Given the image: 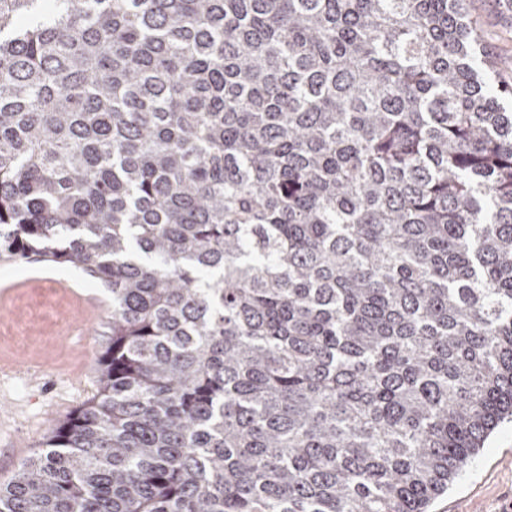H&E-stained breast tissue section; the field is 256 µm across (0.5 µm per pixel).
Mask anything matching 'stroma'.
<instances>
[{"mask_svg":"<svg viewBox=\"0 0 512 512\" xmlns=\"http://www.w3.org/2000/svg\"><path fill=\"white\" fill-rule=\"evenodd\" d=\"M498 83L512 85V0H468ZM112 303L67 266L0 256V484L95 392ZM430 512H512V422H502Z\"/></svg>","mask_w":512,"mask_h":512,"instance_id":"1","label":"stroma"}]
</instances>
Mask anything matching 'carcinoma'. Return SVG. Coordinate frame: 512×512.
Wrapping results in <instances>:
<instances>
[{
    "label": "carcinoma",
    "instance_id": "carcinoma-1",
    "mask_svg": "<svg viewBox=\"0 0 512 512\" xmlns=\"http://www.w3.org/2000/svg\"><path fill=\"white\" fill-rule=\"evenodd\" d=\"M467 0H0V253L112 299L0 512H427L512 417V111Z\"/></svg>",
    "mask_w": 512,
    "mask_h": 512
}]
</instances>
